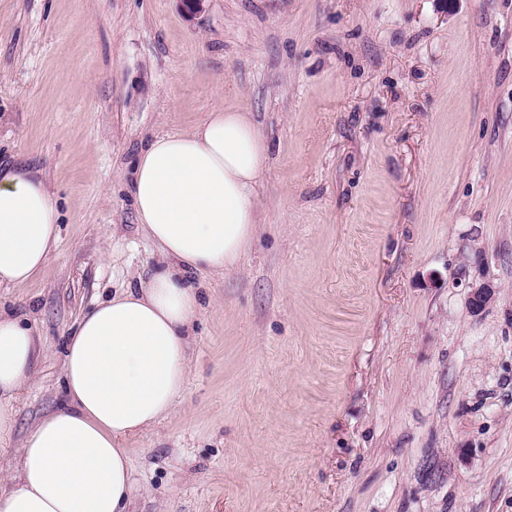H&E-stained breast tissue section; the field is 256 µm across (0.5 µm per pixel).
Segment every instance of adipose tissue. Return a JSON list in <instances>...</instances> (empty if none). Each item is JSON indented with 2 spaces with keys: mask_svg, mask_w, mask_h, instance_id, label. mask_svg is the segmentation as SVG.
<instances>
[{
  "mask_svg": "<svg viewBox=\"0 0 512 512\" xmlns=\"http://www.w3.org/2000/svg\"><path fill=\"white\" fill-rule=\"evenodd\" d=\"M268 146L250 113L216 106L193 129L154 137L131 195L158 257L147 282L98 303L65 345L67 402L24 439L0 512H127L125 440L175 411L201 309L194 272H236L258 232L256 188ZM59 199L36 172L0 169V286L42 272L60 241ZM39 339L0 308V446L13 402L35 371Z\"/></svg>",
  "mask_w": 512,
  "mask_h": 512,
  "instance_id": "ef3b65f1",
  "label": "adipose tissue"
}]
</instances>
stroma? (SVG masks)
I'll return each mask as SVG.
<instances>
[{"instance_id":"35a3bbf8","label":"stroma","mask_w":512,"mask_h":512,"mask_svg":"<svg viewBox=\"0 0 512 512\" xmlns=\"http://www.w3.org/2000/svg\"><path fill=\"white\" fill-rule=\"evenodd\" d=\"M219 104L271 146L262 225L202 278L129 512H512V0H0V165L61 204L42 273L0 287L42 349L0 495L69 330L156 261L140 150Z\"/></svg>"}]
</instances>
